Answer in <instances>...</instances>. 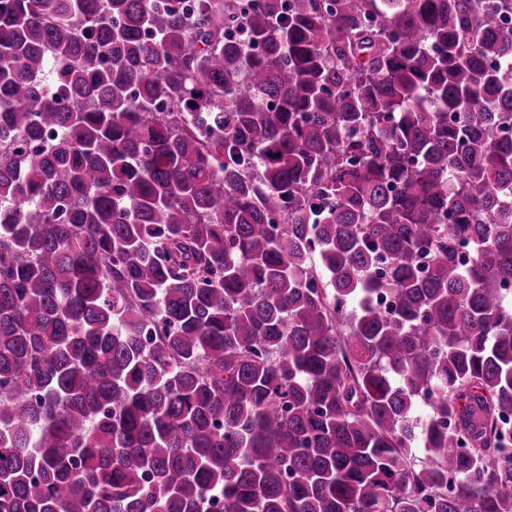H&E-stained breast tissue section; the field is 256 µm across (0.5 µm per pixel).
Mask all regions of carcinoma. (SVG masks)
<instances>
[{
    "label": "carcinoma",
    "instance_id": "1",
    "mask_svg": "<svg viewBox=\"0 0 512 512\" xmlns=\"http://www.w3.org/2000/svg\"><path fill=\"white\" fill-rule=\"evenodd\" d=\"M510 284L512 0H0V512H512Z\"/></svg>",
    "mask_w": 512,
    "mask_h": 512
}]
</instances>
